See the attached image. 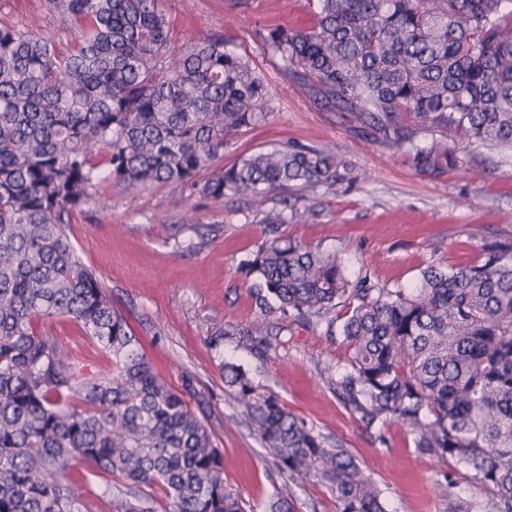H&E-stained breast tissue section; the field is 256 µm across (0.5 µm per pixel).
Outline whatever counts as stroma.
Here are the masks:
<instances>
[{
	"mask_svg": "<svg viewBox=\"0 0 512 512\" xmlns=\"http://www.w3.org/2000/svg\"><path fill=\"white\" fill-rule=\"evenodd\" d=\"M161 4L174 43L222 35L225 50L247 55L270 89L265 121L232 136L221 166L287 143L327 148L345 161L333 184L272 195L268 205L282 211L284 235L337 253L350 279L368 273L388 288L415 287L430 265L476 261L486 241L512 243V151L463 146L459 167L429 176L288 82L256 32L291 15L306 18V30H313L318 16L311 0H250L246 7L232 0ZM1 23L27 27L64 49L78 32L75 23L48 15L43 0H0ZM71 230L73 244L160 377L177 391L192 386L197 413L224 452V483L253 512H268L281 480L228 394V362L241 364L256 385L277 394L316 431L341 441L382 489L388 512H448L449 500L485 499L465 467L420 458L404 430H365L332 390L328 367L349 351L327 336L325 325L265 316L255 308L240 263L263 240L264 226L248 195L217 202L155 183L132 197L104 183L96 203L74 214ZM257 324L278 334L277 349L265 358L215 340L220 327ZM53 332L87 368L104 365L102 352L76 321L57 318ZM292 492L298 512H338L335 492L319 478L294 485Z\"/></svg>",
	"mask_w": 512,
	"mask_h": 512,
	"instance_id": "35a3bbf8",
	"label": "stroma"
}]
</instances>
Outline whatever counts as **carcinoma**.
I'll use <instances>...</instances> for the list:
<instances>
[{
  "label": "carcinoma",
  "instance_id": "obj_1",
  "mask_svg": "<svg viewBox=\"0 0 512 512\" xmlns=\"http://www.w3.org/2000/svg\"><path fill=\"white\" fill-rule=\"evenodd\" d=\"M511 1L317 0L314 30L267 27L260 40L315 104L441 175L463 158L437 131L512 149ZM159 2L45 0L78 25L67 49L0 25V512H96L76 492V462L104 482L114 512H247L191 389L173 390L140 351L73 245L72 217L105 181L262 204L335 183L341 161L287 144L201 178L230 136L265 120L271 93L220 35L172 45ZM427 134L430 145L415 144ZM262 223L265 239L241 262L255 307L326 322L349 350L333 390L365 428L395 424L420 456L472 472L490 502L450 500L448 512H512V244L430 266L408 291L351 281L336 255L281 237L274 209ZM57 317L79 322L111 366L85 370L53 334ZM218 335L256 355L277 346L260 324ZM224 384L282 479L320 478L339 512H387L342 444L240 366L224 364Z\"/></svg>",
  "mask_w": 512,
  "mask_h": 512
}]
</instances>
